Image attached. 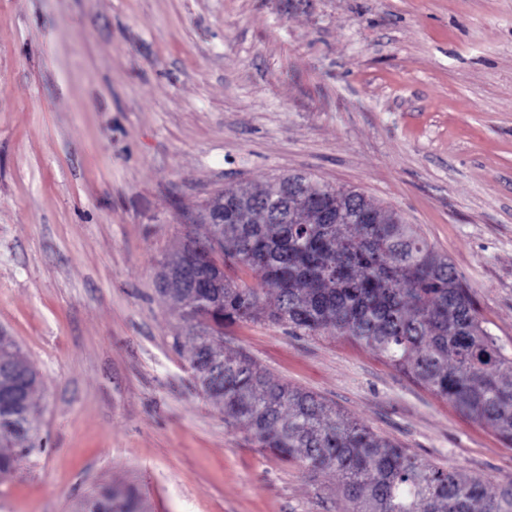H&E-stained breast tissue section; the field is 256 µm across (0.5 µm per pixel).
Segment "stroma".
Returning <instances> with one entry per match:
<instances>
[{
	"label": "stroma",
	"mask_w": 512,
	"mask_h": 512,
	"mask_svg": "<svg viewBox=\"0 0 512 512\" xmlns=\"http://www.w3.org/2000/svg\"><path fill=\"white\" fill-rule=\"evenodd\" d=\"M304 173L419 225L512 356V0H0V329L43 447L0 512H341L335 476L228 425L165 258L216 193ZM224 344L441 467L512 444L365 344L266 321Z\"/></svg>",
	"instance_id": "stroma-1"
}]
</instances>
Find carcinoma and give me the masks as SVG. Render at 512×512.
<instances>
[{
    "mask_svg": "<svg viewBox=\"0 0 512 512\" xmlns=\"http://www.w3.org/2000/svg\"><path fill=\"white\" fill-rule=\"evenodd\" d=\"M252 194L247 223L223 225L224 263L258 272L274 305L267 293L218 276L191 234L181 247L205 287L184 288L168 302L192 340L189 365L202 391L264 447L336 474L344 512H512V482L490 493L480 478L379 438L215 342L225 325L262 318L297 336H348L512 443V357L483 325L448 257L416 225L305 174ZM39 386L14 340L1 334L0 476L40 446ZM112 500L105 490L84 509L114 512Z\"/></svg>",
    "mask_w": 512,
    "mask_h": 512,
    "instance_id": "obj_1",
    "label": "carcinoma"
}]
</instances>
